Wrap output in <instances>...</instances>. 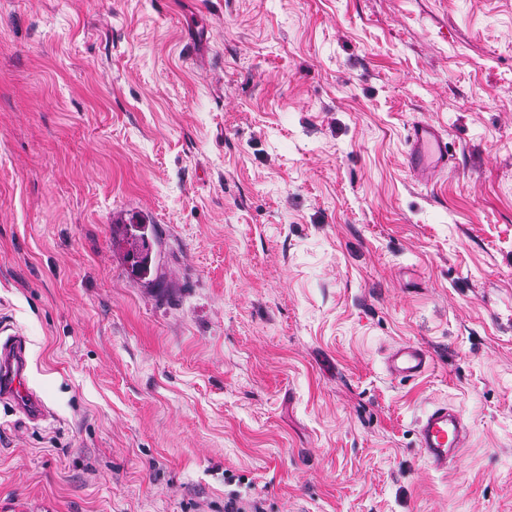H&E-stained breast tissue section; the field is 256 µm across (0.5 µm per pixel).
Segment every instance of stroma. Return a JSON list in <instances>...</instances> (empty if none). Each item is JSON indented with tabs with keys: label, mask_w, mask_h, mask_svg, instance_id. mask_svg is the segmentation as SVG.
<instances>
[{
	"label": "stroma",
	"mask_w": 512,
	"mask_h": 512,
	"mask_svg": "<svg viewBox=\"0 0 512 512\" xmlns=\"http://www.w3.org/2000/svg\"><path fill=\"white\" fill-rule=\"evenodd\" d=\"M0 331V512H512V0H0ZM409 151L407 158L414 171L423 175L428 172L438 171L448 166V141L443 132L431 123L416 122L409 138ZM431 156L432 160L427 164L415 162L419 157ZM26 341L20 334L0 336V401L10 400L28 419H41L45 408L29 380ZM430 366L427 351L421 346L406 344L393 349L386 362L387 371L395 378L416 379ZM420 453L438 470L467 447L468 429L461 414L448 403L435 404L418 421ZM263 501L255 497H242L232 492L224 498V512H264Z\"/></svg>",
	"instance_id": "obj_1"
}]
</instances>
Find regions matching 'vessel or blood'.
I'll return each instance as SVG.
<instances>
[{"instance_id": "vessel-or-blood-1", "label": "vessel or blood", "mask_w": 512, "mask_h": 512, "mask_svg": "<svg viewBox=\"0 0 512 512\" xmlns=\"http://www.w3.org/2000/svg\"><path fill=\"white\" fill-rule=\"evenodd\" d=\"M408 160L417 174L447 167L448 143L443 132L433 124L415 123L409 138ZM430 366L427 351L406 344L393 349L386 362L389 374L400 379H415ZM29 363L24 336H0V400H10L28 419H39L45 408L29 380ZM418 445L421 454L438 470L448 467L468 440V429L461 414L445 403L430 408L418 422Z\"/></svg>"}]
</instances>
